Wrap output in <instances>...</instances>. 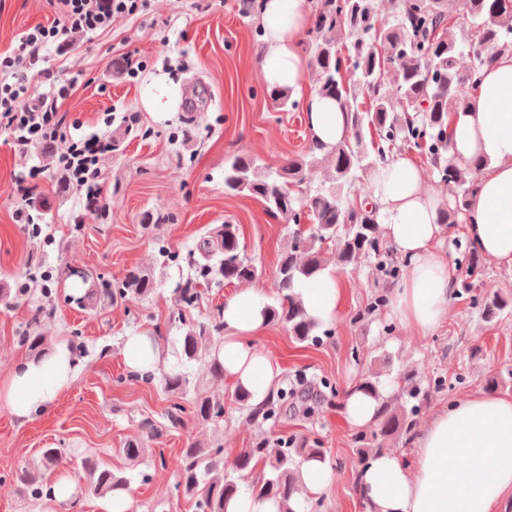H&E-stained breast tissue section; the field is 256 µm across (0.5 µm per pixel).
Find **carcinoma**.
<instances>
[{
	"mask_svg": "<svg viewBox=\"0 0 512 512\" xmlns=\"http://www.w3.org/2000/svg\"><path fill=\"white\" fill-rule=\"evenodd\" d=\"M392 20H384L376 0H315L307 50L316 68L311 94L328 98L343 113L347 136L329 152L314 142L301 152L273 166L251 154H237L224 162V193L244 194L260 200L266 213L288 223V250L279 259L275 304H266L271 323L282 324L300 343L320 342L318 322L306 311L299 284L315 280L327 267L326 255L346 267L362 258L378 257L379 265L397 278L401 267L383 247V232L377 207L363 191L362 177L375 173L389 162L390 154L402 147L424 152L440 183L448 193L441 205L440 223L465 224L474 184L465 168L448 156L452 116L463 111L478 85L480 69L500 55L512 54V0H388ZM469 64L460 66V59ZM273 100L281 112L296 108L290 89L279 87ZM142 127L137 117L123 119L112 149L122 140L138 137ZM161 267L183 262L189 273L179 284L180 307L171 319L184 329L178 368L163 377L166 392L184 394L192 379L188 362L210 355V371L224 377V364L212 352L224 339V307L199 321L188 318L199 303L200 288L212 281L252 284L264 276L262 266L241 241L239 225L224 222L206 231L194 248L181 254L166 246L158 249ZM469 278L461 282L463 293L473 292L470 278L480 271V256H466ZM156 280L139 268L121 278L101 279L86 301L95 305L127 302L151 295ZM481 305L484 318L493 321L512 311V302L498 297L473 299ZM35 357L48 353L46 339L37 331L21 338ZM423 402L428 393L409 374L401 378L398 393L383 400L373 422L353 438L358 464L383 451L388 438L409 440L417 426L419 406L393 407L401 396ZM286 402L279 393L259 406L249 405V417L267 421L278 415ZM188 414L201 425L218 426L224 421V397L196 393L191 406L175 404L168 411L176 424ZM143 436L127 441L124 456L137 461L144 438L159 434L150 419L141 422ZM318 444L286 438L271 447L259 439L242 448L232 460L224 459V443L207 445L193 441L181 451L180 480L176 491L193 503L194 512H226L229 499L239 492L241 474L262 466L251 483L258 499L287 504L297 491L303 461L321 458ZM65 464L63 449L44 448L33 463L15 473V482L30 497L51 496L31 468L52 470ZM74 480L86 495L104 497L127 489L130 479L93 457L84 459Z\"/></svg>",
	"mask_w": 512,
	"mask_h": 512,
	"instance_id": "obj_1",
	"label": "carcinoma"
}]
</instances>
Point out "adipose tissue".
Segmentation results:
<instances>
[{"instance_id":"obj_1","label":"adipose tissue","mask_w":512,"mask_h":512,"mask_svg":"<svg viewBox=\"0 0 512 512\" xmlns=\"http://www.w3.org/2000/svg\"><path fill=\"white\" fill-rule=\"evenodd\" d=\"M257 13L265 52L260 69L265 81L289 88L305 101L314 140L332 148L346 134L335 104L308 95L309 68L300 37L309 18L308 0H258ZM451 156L486 164L469 199L467 235L471 244L498 266L512 268V55L499 56L484 69L478 92L459 115L451 135ZM387 238L409 262L408 275L391 292L392 317L420 335L433 334L446 320L456 269L433 246L441 226L439 202L420 188L410 162L386 163L370 181ZM309 315L322 323L338 314L340 286L330 270L300 288ZM260 289L242 288L224 301V343L216 354L224 376L260 404L275 389L278 368L256 347L267 325ZM130 372L156 374L164 353L153 337H127L123 349ZM74 357L68 344L40 359L20 361L0 401L20 418L47 410L69 387ZM334 480L320 458L306 461L299 491L289 505L247 493L229 501L226 512H303L305 497ZM373 512H495L512 492V398L471 395L436 412L421 428L413 462L395 451L375 456L357 478Z\"/></svg>"}]
</instances>
